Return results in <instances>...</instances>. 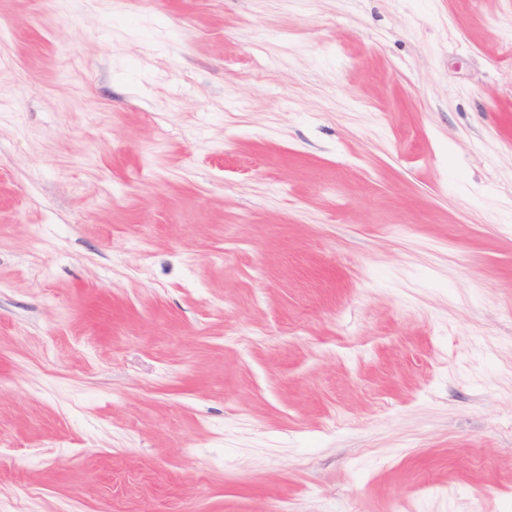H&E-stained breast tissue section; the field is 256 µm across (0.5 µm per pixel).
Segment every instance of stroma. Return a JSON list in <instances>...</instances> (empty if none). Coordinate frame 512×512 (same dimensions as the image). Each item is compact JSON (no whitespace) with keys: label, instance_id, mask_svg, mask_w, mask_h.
<instances>
[{"label":"stroma","instance_id":"stroma-1","mask_svg":"<svg viewBox=\"0 0 512 512\" xmlns=\"http://www.w3.org/2000/svg\"><path fill=\"white\" fill-rule=\"evenodd\" d=\"M0 28V512H512V0Z\"/></svg>","mask_w":512,"mask_h":512}]
</instances>
